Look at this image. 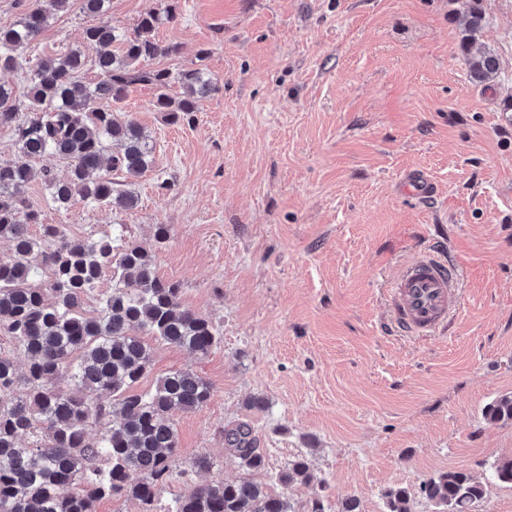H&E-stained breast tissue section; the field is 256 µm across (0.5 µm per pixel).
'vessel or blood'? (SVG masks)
I'll return each instance as SVG.
<instances>
[{"mask_svg": "<svg viewBox=\"0 0 512 512\" xmlns=\"http://www.w3.org/2000/svg\"><path fill=\"white\" fill-rule=\"evenodd\" d=\"M389 302L392 331L415 336L432 334L460 306L455 266L437 251L417 257L400 271Z\"/></svg>", "mask_w": 512, "mask_h": 512, "instance_id": "b4317fda", "label": "vessel or blood"}]
</instances>
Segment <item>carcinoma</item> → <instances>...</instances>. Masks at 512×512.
Returning <instances> with one entry per match:
<instances>
[{"mask_svg": "<svg viewBox=\"0 0 512 512\" xmlns=\"http://www.w3.org/2000/svg\"><path fill=\"white\" fill-rule=\"evenodd\" d=\"M39 2L33 0L17 24L0 28V71H20L25 82L23 100L0 83V129H9L28 156L65 160L67 172L0 160V240L10 244V255L0 259V329L25 360L21 371L13 359L0 357V512H95L97 501L115 495L146 507L169 477L168 459L178 448L170 413L204 408L213 391L190 370L171 371L154 389L136 391L151 362L147 338L206 355L223 334L212 319L182 304L180 283L158 275L152 253L133 242L116 252L107 240L74 239L64 226L42 223L24 188L40 181L57 210L77 195L110 211L134 208L137 196L112 181V173L130 182L155 167V156L137 121L114 105L131 84L146 82L156 89L155 111L172 123H191L219 86L200 67L176 73L141 67L175 51L153 37L174 15L167 7L151 9L130 36L107 18L108 0H83L84 12L98 18L83 36L96 47L98 81L80 79L85 55L79 49L33 64L24 50L50 18ZM462 6L468 78L485 85L499 77L500 65L494 53L473 49L486 23L482 0H462ZM174 83L183 88L178 99L168 93ZM32 224L42 225L40 237L29 234ZM107 270L112 291L101 299L99 314H89L84 300ZM64 379L68 390L59 386ZM112 416L108 429L89 439V427ZM484 418L512 420V396L488 404ZM224 442L246 467L264 466L249 424L225 429ZM281 480L309 484L314 474L297 458ZM421 493L439 512H473L490 488L459 470L424 481ZM385 497L387 512H411L406 489ZM173 512L292 510L261 484L240 480L198 486Z\"/></svg>", "mask_w": 512, "mask_h": 512, "instance_id": "carcinoma-1", "label": "carcinoma"}]
</instances>
